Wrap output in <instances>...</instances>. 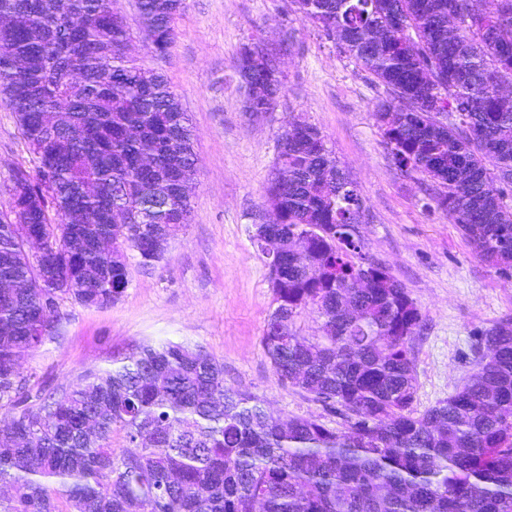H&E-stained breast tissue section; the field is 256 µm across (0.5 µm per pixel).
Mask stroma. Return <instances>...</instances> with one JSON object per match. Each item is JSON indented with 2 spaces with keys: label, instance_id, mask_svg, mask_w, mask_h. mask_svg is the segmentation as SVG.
Returning a JSON list of instances; mask_svg holds the SVG:
<instances>
[{
  "label": "stroma",
  "instance_id": "stroma-1",
  "mask_svg": "<svg viewBox=\"0 0 512 512\" xmlns=\"http://www.w3.org/2000/svg\"><path fill=\"white\" fill-rule=\"evenodd\" d=\"M132 34L129 55L164 75L189 113L195 168L191 214L163 261L128 259L129 285L118 302L88 308L62 302L53 333L22 362L32 388H72L90 368L108 366L114 351L138 343L199 345L224 364V382L264 401L283 418L341 416L282 381L261 337L273 310L268 268L250 229L267 206L286 124L316 126L363 200L364 252L406 288L423 316L412 343L414 406L445 400L472 371L481 332L512 317V276L474 253L460 226L438 209L436 183L393 162L374 119L387 99L373 76L301 19L291 0H186L175 19L176 41L155 55L135 0H115ZM277 58L281 92L272 112L244 109L235 73L247 38ZM12 110L0 98V209L13 168L34 169Z\"/></svg>",
  "mask_w": 512,
  "mask_h": 512
}]
</instances>
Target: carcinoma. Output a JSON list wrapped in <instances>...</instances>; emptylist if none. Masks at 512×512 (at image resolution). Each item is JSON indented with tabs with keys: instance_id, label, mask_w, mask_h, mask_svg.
<instances>
[{
	"instance_id": "cac0c4a2",
	"label": "carcinoma",
	"mask_w": 512,
	"mask_h": 512,
	"mask_svg": "<svg viewBox=\"0 0 512 512\" xmlns=\"http://www.w3.org/2000/svg\"><path fill=\"white\" fill-rule=\"evenodd\" d=\"M388 91L375 117L395 163L440 188L438 207L477 254L512 272V0H293ZM113 0H0V95L38 165L16 170L22 207L42 240L35 267L0 223V512H512V318L485 329L463 384L422 413L412 342L422 314L402 284L362 256L350 230L356 186L298 123L278 139L288 180L281 223L265 226L281 254L269 271L274 309L261 338L276 373L339 414L282 419L224 385V364L182 342L140 343L86 372L58 397L32 395L22 361L45 341L65 298L118 301L126 252L142 264L162 228L115 224L112 202L171 196L194 164L191 126L167 78L126 53ZM166 55L184 0H136ZM241 48L237 72L273 110L281 84ZM192 187L174 201L187 223ZM368 271L374 287L349 285ZM317 316L318 334L294 328ZM122 436L120 452L112 437Z\"/></svg>"
}]
</instances>
